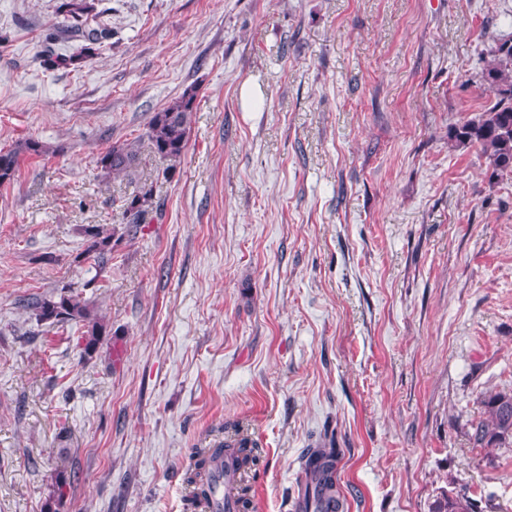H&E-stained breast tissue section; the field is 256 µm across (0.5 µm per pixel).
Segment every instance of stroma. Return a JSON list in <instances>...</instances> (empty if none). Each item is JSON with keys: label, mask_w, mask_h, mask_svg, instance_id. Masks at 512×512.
I'll use <instances>...</instances> for the list:
<instances>
[{"label": "stroma", "mask_w": 512, "mask_h": 512, "mask_svg": "<svg viewBox=\"0 0 512 512\" xmlns=\"http://www.w3.org/2000/svg\"><path fill=\"white\" fill-rule=\"evenodd\" d=\"M60 0H0V512H195L192 451L238 423L250 512H295L308 448H338L347 512H512V446L473 443L512 394V177L449 140L512 0H103L111 40L45 68ZM195 88L174 176L144 136ZM156 182L130 231L114 198ZM115 231L105 264L84 230ZM74 290L108 325L37 321ZM141 138L114 143L112 148L100 155L97 166L106 177L126 174L136 164L141 149ZM44 149V146L36 140L25 141L17 147L8 150L0 149V184L8 183L13 180L19 167L22 154L41 155L45 152ZM433 512H480L477 503L465 492L455 496L443 495L433 507Z\"/></svg>", "instance_id": "1"}]
</instances>
